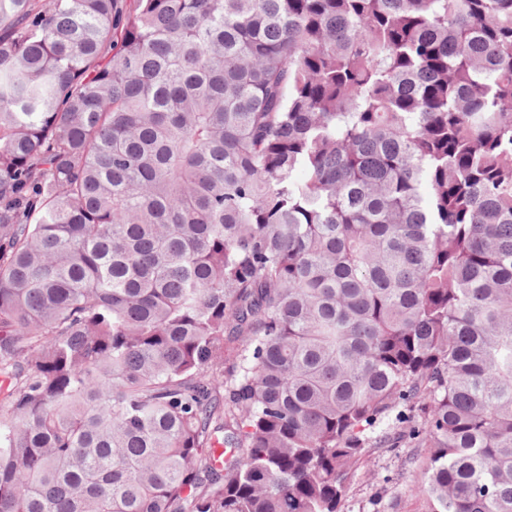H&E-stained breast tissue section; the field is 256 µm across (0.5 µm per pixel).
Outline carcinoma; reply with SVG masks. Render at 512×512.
Instances as JSON below:
<instances>
[{"mask_svg":"<svg viewBox=\"0 0 512 512\" xmlns=\"http://www.w3.org/2000/svg\"><path fill=\"white\" fill-rule=\"evenodd\" d=\"M0 377V512H512V0H0ZM369 467L360 468L350 484L342 512H429L413 488L425 479L427 448L414 442L399 448H373Z\"/></svg>","mask_w":512,"mask_h":512,"instance_id":"1","label":"carcinoma"}]
</instances>
